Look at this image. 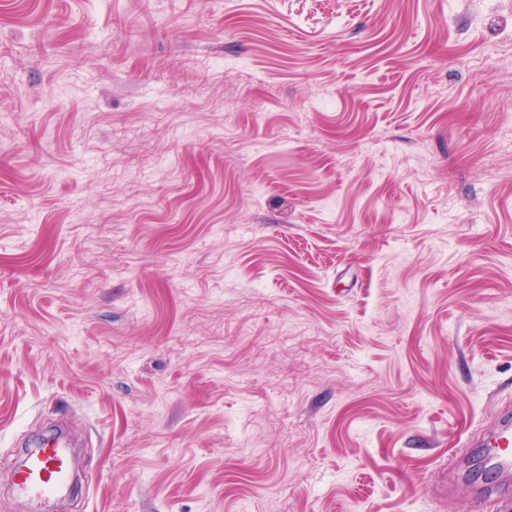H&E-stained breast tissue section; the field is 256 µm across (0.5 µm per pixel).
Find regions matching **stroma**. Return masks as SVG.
<instances>
[{
	"label": "stroma",
	"instance_id": "35a3bbf8",
	"mask_svg": "<svg viewBox=\"0 0 512 512\" xmlns=\"http://www.w3.org/2000/svg\"><path fill=\"white\" fill-rule=\"evenodd\" d=\"M512 0H0V512H504ZM495 448H500L492 458L491 465L501 471L512 470V422L509 418L501 421L499 434L494 441ZM73 458L69 443L58 435L45 438L38 448L24 454L14 473L15 490L34 503L67 494L72 487Z\"/></svg>",
	"mask_w": 512,
	"mask_h": 512
}]
</instances>
